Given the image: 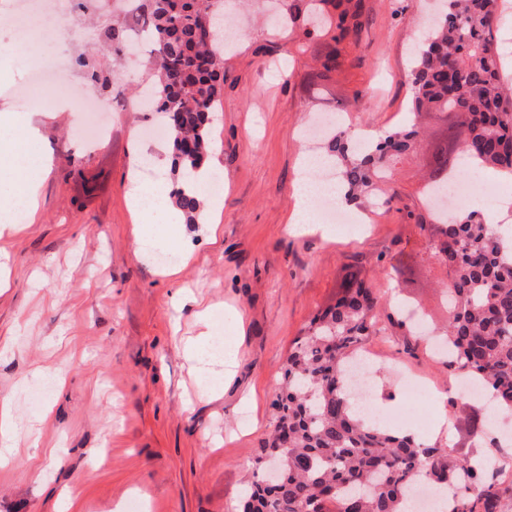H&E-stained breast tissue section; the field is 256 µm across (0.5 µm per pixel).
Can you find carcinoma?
<instances>
[{
	"label": "carcinoma",
	"instance_id": "obj_1",
	"mask_svg": "<svg viewBox=\"0 0 512 512\" xmlns=\"http://www.w3.org/2000/svg\"><path fill=\"white\" fill-rule=\"evenodd\" d=\"M329 0H290L282 22L311 34L309 26ZM148 24L149 67L154 77L152 111L173 114L175 205L191 224L203 199L192 187L209 146L210 113L224 84L223 39L215 31L224 0H131ZM499 0H444V11L421 38L411 71L414 115L453 114L451 137L433 145L426 187L448 183L458 157L448 160L454 136L460 151L478 165L512 174V96L505 92L502 65L494 49ZM126 22L104 30L103 49L125 46ZM417 124L377 135L368 152H357L344 129L327 143V155L345 162L339 173L347 195H372L376 177L392 161L422 146ZM425 212L406 216L427 232L431 256L445 268L448 324L443 339L448 373L478 382L495 406L512 410V250L495 227L460 208L438 221ZM380 295L361 272L341 285L336 304L310 322L283 367L273 402L275 423L264 457L279 464L284 478L252 482L242 512H402L417 482L432 483L451 497L449 512H505L512 502V477L496 461L472 457L438 443L371 423L356 412L347 386L349 369L387 326H405L397 312L378 322ZM461 429L482 432L484 418L473 407L459 409Z\"/></svg>",
	"mask_w": 512,
	"mask_h": 512
}]
</instances>
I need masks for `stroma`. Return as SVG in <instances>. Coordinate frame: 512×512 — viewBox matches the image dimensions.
I'll use <instances>...</instances> for the list:
<instances>
[{
	"label": "stroma",
	"mask_w": 512,
	"mask_h": 512,
	"mask_svg": "<svg viewBox=\"0 0 512 512\" xmlns=\"http://www.w3.org/2000/svg\"><path fill=\"white\" fill-rule=\"evenodd\" d=\"M435 0H345L326 6L310 36L263 22L269 0H250L226 16L245 35L224 54V89L210 128L206 166L224 184L217 209L198 223L135 231L129 158H162L159 183L177 188L169 142L146 136L151 112H113L92 145L80 117L57 102L110 99L101 86L49 87L22 107L33 57L72 59L97 49L96 24L74 22L38 54L0 16V111L26 117L24 139L36 165L34 223L0 238L10 287L0 293V406L16 436L0 456V512H240L245 489L272 429L281 368L311 319L335 303L347 274L369 270L382 312L396 303L420 309L434 327L448 310L435 284L441 268L418 265L390 285L384 269L399 253L423 250L426 233L406 217L419 204L426 152L394 164L389 194L356 203L369 232L314 224L291 235L287 218L300 164L325 144L300 131L312 113L350 110L358 128L397 130L410 117V46ZM358 10L359 39L335 43L340 9ZM340 48L337 69L320 77L321 59ZM222 235L211 241L208 226ZM177 276H165L168 264ZM238 348L234 376L220 387L223 358L198 367L184 350L204 329ZM403 330L379 346L384 418L408 401L392 367L427 375L440 392L456 389L447 367Z\"/></svg>",
	"instance_id": "stroma-1"
}]
</instances>
